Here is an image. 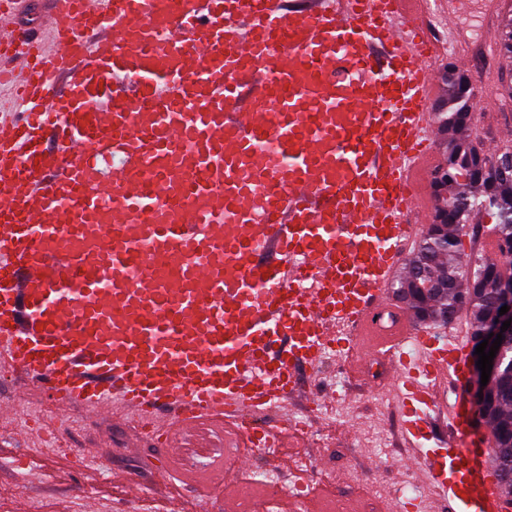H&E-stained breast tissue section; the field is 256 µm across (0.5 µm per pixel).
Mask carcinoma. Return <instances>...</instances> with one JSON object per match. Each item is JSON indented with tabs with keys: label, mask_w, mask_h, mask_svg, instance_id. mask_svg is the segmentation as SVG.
<instances>
[{
	"label": "carcinoma",
	"mask_w": 512,
	"mask_h": 512,
	"mask_svg": "<svg viewBox=\"0 0 512 512\" xmlns=\"http://www.w3.org/2000/svg\"><path fill=\"white\" fill-rule=\"evenodd\" d=\"M497 47L503 58L512 59V14L501 20ZM442 81L435 121L446 135L439 168L446 170L448 199L435 204L433 223L427 226L410 263L448 270L452 287L436 299L417 290L407 295L397 280L393 293L430 328L443 326L460 310H467L470 340L476 347L484 327L496 317L495 300L502 286L512 287V172H500L496 156L469 140L473 96L469 75L449 63ZM485 215L494 220L496 254L472 257L461 249L462 236L478 235ZM483 405L493 434L492 466L503 492L512 497V368L508 364L502 365L487 386Z\"/></svg>",
	"instance_id": "1"
}]
</instances>
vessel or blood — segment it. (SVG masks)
I'll return each instance as SVG.
<instances>
[{
  "mask_svg": "<svg viewBox=\"0 0 512 512\" xmlns=\"http://www.w3.org/2000/svg\"><path fill=\"white\" fill-rule=\"evenodd\" d=\"M0 26V365L73 410L269 447L329 351L388 362L448 512H512L469 439L463 337L393 306L430 213L434 46L416 0H50ZM448 419L425 449L430 413ZM48 0H26L21 6H18L13 15L5 16L1 19L4 26L11 29H25L38 34L40 37H46V33L38 31L41 15L46 11Z\"/></svg>",
  "mask_w": 512,
  "mask_h": 512,
  "instance_id": "vessel-or-blood-1",
  "label": "vessel or blood"
}]
</instances>
